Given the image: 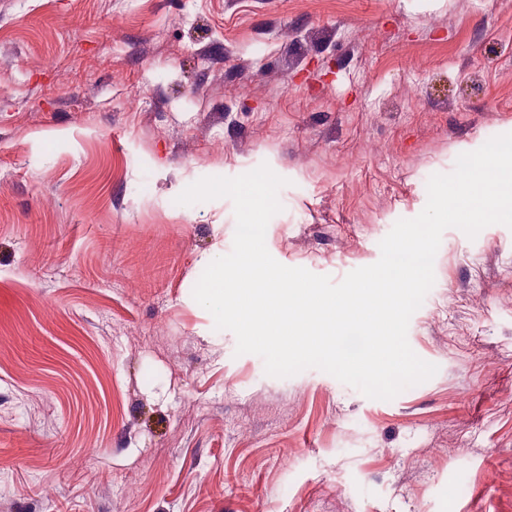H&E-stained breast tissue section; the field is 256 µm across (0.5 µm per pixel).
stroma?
Listing matches in <instances>:
<instances>
[{"instance_id":"1","label":"stroma","mask_w":512,"mask_h":512,"mask_svg":"<svg viewBox=\"0 0 512 512\" xmlns=\"http://www.w3.org/2000/svg\"><path fill=\"white\" fill-rule=\"evenodd\" d=\"M512 133V0H0V512H512V229L444 231L393 400L266 375L193 298L260 165L340 282Z\"/></svg>"}]
</instances>
